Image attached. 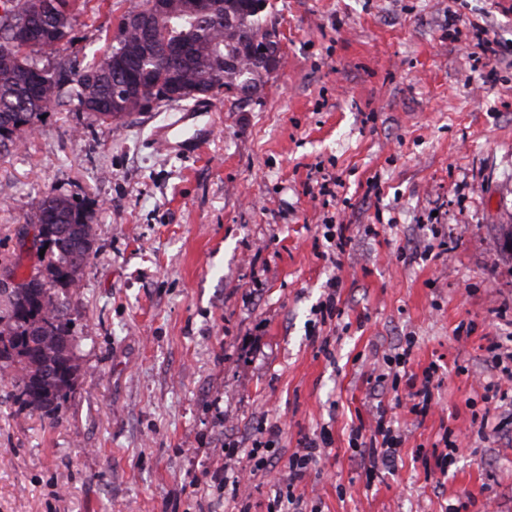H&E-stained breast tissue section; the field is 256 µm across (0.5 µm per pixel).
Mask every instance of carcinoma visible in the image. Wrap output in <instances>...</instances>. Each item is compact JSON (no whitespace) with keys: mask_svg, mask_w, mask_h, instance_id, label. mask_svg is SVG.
Returning <instances> with one entry per match:
<instances>
[{"mask_svg":"<svg viewBox=\"0 0 512 512\" xmlns=\"http://www.w3.org/2000/svg\"><path fill=\"white\" fill-rule=\"evenodd\" d=\"M151 0H135L120 18L114 43L93 62L43 59L39 53L66 39L80 0H12L0 14V55L20 59L0 65V148L32 129L33 119L51 106L75 102L103 124H116L154 104L167 106L199 99L198 90L223 93V87L249 83L259 89L269 70L246 49L263 43L265 10L252 0H224V20L186 15L181 0H168L154 17L152 39L125 22ZM177 87L178 96L168 95ZM32 224L50 257L33 275L5 268L18 280L0 288V372L16 381L15 401L54 417L77 377L75 338L55 289L75 288L93 251L92 225L71 197L50 192L39 201Z\"/></svg>","mask_w":512,"mask_h":512,"instance_id":"1","label":"carcinoma"}]
</instances>
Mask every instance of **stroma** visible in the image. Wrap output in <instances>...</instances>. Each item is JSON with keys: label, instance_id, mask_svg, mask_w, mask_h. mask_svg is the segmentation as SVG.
<instances>
[{"label": "stroma", "instance_id": "35a3bbf8", "mask_svg": "<svg viewBox=\"0 0 512 512\" xmlns=\"http://www.w3.org/2000/svg\"><path fill=\"white\" fill-rule=\"evenodd\" d=\"M129 5L88 0L52 58L92 62ZM267 19L285 64L251 100L112 127L66 103L0 150V262L38 267L46 192L95 230L78 286L56 291L79 367L59 417L19 410L0 378V512H229L217 485L251 467L263 419L281 463L251 512L324 431L305 512H512V401L485 400L489 341L512 334V0H269ZM182 118L196 153L154 140ZM405 348L408 372L436 366V406L398 415L396 462L371 478L350 436L409 401L386 364ZM447 428L464 438L443 473Z\"/></svg>", "mask_w": 512, "mask_h": 512}]
</instances>
